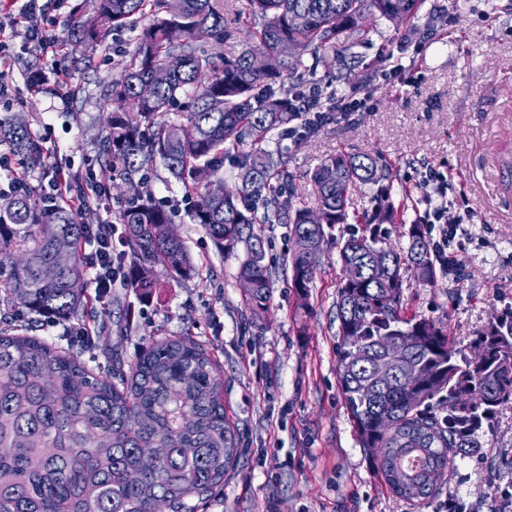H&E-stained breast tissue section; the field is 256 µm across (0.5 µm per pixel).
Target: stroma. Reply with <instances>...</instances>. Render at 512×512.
<instances>
[{
	"label": "stroma",
	"mask_w": 512,
	"mask_h": 512,
	"mask_svg": "<svg viewBox=\"0 0 512 512\" xmlns=\"http://www.w3.org/2000/svg\"><path fill=\"white\" fill-rule=\"evenodd\" d=\"M90 10L61 9L55 32L65 38L56 64L66 86L43 85L28 94L24 74L46 60L24 37L13 38L1 68L12 80L6 96L14 114L32 129L54 127L52 160L67 174L95 171L107 187V220L117 221L124 184L97 162L106 119L117 108L109 85L132 57L133 31L108 34L94 47L69 35L75 17ZM366 41L355 47L361 64L346 71L330 59L304 84L323 95L340 92L345 76L365 108L336 118L308 138L280 134L279 149L290 174L295 204L318 205L313 171L338 151L376 158L390 178L391 199L404 204L405 219L420 221L431 188L426 168L447 174L449 249L453 274L427 285L414 274L403 283L407 314L444 325L467 345L492 319L512 307V179L501 164L512 159V0H423L417 18L402 24L373 20ZM412 65L413 81L389 77L393 60ZM154 201L171 211L174 227L198 275L181 278L158 270L153 302L115 283L91 322L98 346L84 348L71 323L46 322L20 310L6 312L14 324L56 344L71 343L85 365L107 375L110 353L133 362L152 341L181 336L206 345L219 364L224 410L243 456L224 487L200 512H443L449 496L470 512H512V409L498 414L487 431L484 458L459 459L437 494L410 504L397 497L362 448L336 376V296L342 277L336 239L328 234L314 286L300 300L284 261L293 248L288 225L265 224L266 261L273 271L267 312L253 315L238 271L244 250L224 255L206 230L192 223L184 191L162 164L149 170Z\"/></svg>",
	"instance_id": "stroma-1"
}]
</instances>
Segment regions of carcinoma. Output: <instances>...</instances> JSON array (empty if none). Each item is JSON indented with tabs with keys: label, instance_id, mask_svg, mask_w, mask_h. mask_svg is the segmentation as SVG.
Returning <instances> with one entry per match:
<instances>
[{
	"label": "carcinoma",
	"instance_id": "1",
	"mask_svg": "<svg viewBox=\"0 0 512 512\" xmlns=\"http://www.w3.org/2000/svg\"><path fill=\"white\" fill-rule=\"evenodd\" d=\"M96 18L89 28L75 22L79 41L98 42L109 32L132 29L136 50L120 75L112 78V100L121 111L108 121L99 148L100 164L119 167L126 192L139 200L121 211L122 249L112 263L126 286L143 300L156 292L155 268L190 278L197 273L178 238L165 235L169 212L153 203L142 175L160 160L192 198L191 220L201 225L225 254L239 246L246 259L239 277L253 283L248 309L267 310L273 272L265 263L258 224H289L295 241L288 259L292 288L308 296L316 276L307 249H321L325 229L342 225L347 236L337 243L342 274L336 300L340 345L336 373L345 406L360 444L392 492L420 503L436 492L433 475L456 458L483 457L486 430L501 407L512 404V312L496 317L471 341L488 356L475 365L454 346L435 321L407 316L402 288L405 270L432 284L455 266L443 260L426 225L407 227L406 247L373 264L382 226L396 223L390 202L371 211L350 210V191L358 183H376L386 174L368 154H337L313 173L325 224H308L307 207L284 194L290 175L268 148L274 132L297 123L304 86L292 80L300 69L314 72L324 58L356 59L364 43L366 14L411 20L423 0H83ZM303 12L308 24L295 29L291 16ZM150 23L137 29L143 19ZM206 27L211 40L227 47L216 57L210 44L196 42L193 31ZM247 40H237L240 32ZM294 45L291 58L279 48ZM262 53L268 65L254 71L250 58ZM179 56L182 68L170 75L150 99L138 88ZM182 102L196 136L163 119ZM0 141L29 163H43V147L30 124L12 115L0 119ZM250 168V182L224 183V160ZM207 170L221 191L200 184ZM0 252L22 263L0 266V306L21 307L49 321H64L85 310L91 299L73 285L85 279L84 244L90 223L69 208L48 216L32 193L4 195L0 203ZM71 262L48 277L45 269L59 251ZM403 344L395 366L417 367L431 383L417 390L378 385L373 367L387 358L384 340ZM218 362L201 344L164 339L146 347L127 367L112 359V378L96 376L71 348L29 334L25 325L0 328V512H150L162 500L168 512H194L193 500H205L224 484L241 456L238 437L224 412L217 378ZM460 388L475 393L457 400ZM142 448L156 451L154 467L140 469ZM190 448L187 455L183 449Z\"/></svg>",
	"mask_w": 512,
	"mask_h": 512
}]
</instances>
